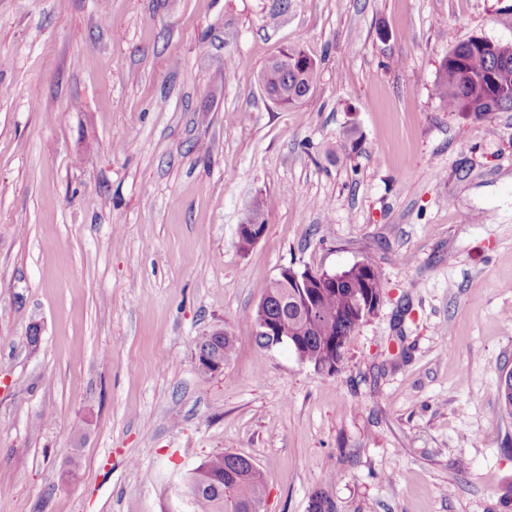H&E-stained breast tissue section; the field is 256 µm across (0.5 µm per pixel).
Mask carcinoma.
<instances>
[{"mask_svg": "<svg viewBox=\"0 0 512 512\" xmlns=\"http://www.w3.org/2000/svg\"><path fill=\"white\" fill-rule=\"evenodd\" d=\"M281 62L265 64L259 72L267 94L287 93L284 106L303 101L313 83L315 68H306L307 55L290 50L280 54ZM493 71L500 83L494 90L482 75ZM436 97L448 111H459V99L478 105L474 116L487 112L512 111V66L502 64L499 57L481 45L478 37L460 41L448 52L434 84ZM382 292L378 267L371 261L348 276L334 288H290L274 279L264 297V312L293 338L300 340L295 348L298 358L319 371L331 363L328 343L343 349L361 324L375 311ZM234 352L229 334L212 337L201 346V354L218 356L228 362ZM182 493L192 500V512H259L263 495V479L248 459L233 453L210 458L184 482Z\"/></svg>", "mask_w": 512, "mask_h": 512, "instance_id": "cac0c4a2", "label": "carcinoma"}]
</instances>
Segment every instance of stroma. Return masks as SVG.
<instances>
[{"label":"stroma","instance_id":"1","mask_svg":"<svg viewBox=\"0 0 512 512\" xmlns=\"http://www.w3.org/2000/svg\"><path fill=\"white\" fill-rule=\"evenodd\" d=\"M471 36L512 45V0H0V512H184L220 453L261 512H512V112L434 94ZM366 260L335 373L257 345L283 268ZM281 62L270 65L269 62L261 69L258 77L263 79L268 95L279 96L283 92L288 97L283 100V107L294 106L303 101L313 83L315 62L301 51L288 50L279 56ZM311 59V68L307 69L304 61ZM265 201L263 198H256L253 202L249 216L247 217L246 224H239L238 226V243H244L252 246L258 242L264 233L265 224L262 217L264 215ZM261 220V224H252L254 221ZM264 224V228L262 227ZM214 334L215 335L212 337V340L205 342L201 346V352L198 351L199 353H197L198 365L204 367L211 374L223 371L224 364H226L231 359L234 352V341L227 332H224L222 329L216 330ZM222 334H224V338L216 337ZM201 354L208 356H218L223 360L224 364L208 356H204L202 358ZM201 371L208 373L203 369H201Z\"/></svg>","mask_w":512,"mask_h":512}]
</instances>
